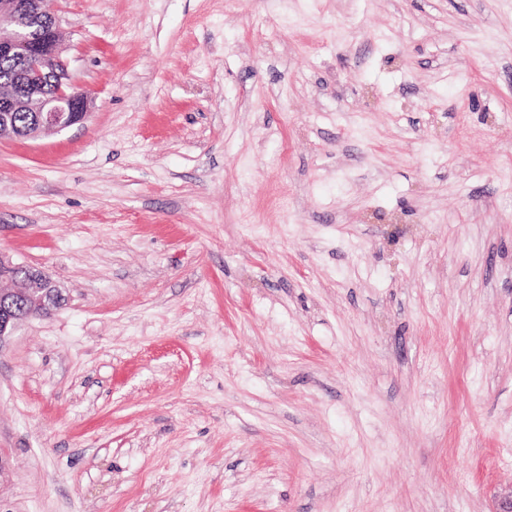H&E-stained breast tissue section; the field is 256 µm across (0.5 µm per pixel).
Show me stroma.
I'll list each match as a JSON object with an SVG mask.
<instances>
[{
  "label": "stroma",
  "instance_id": "stroma-1",
  "mask_svg": "<svg viewBox=\"0 0 512 512\" xmlns=\"http://www.w3.org/2000/svg\"><path fill=\"white\" fill-rule=\"evenodd\" d=\"M85 123L0 141V512H498L512 0H55ZM22 269L24 275L15 276ZM10 288L0 289V348L13 335L18 324L29 317L46 316L57 306L59 292L40 270L14 263L0 252V281ZM17 308H20L18 310Z\"/></svg>",
  "mask_w": 512,
  "mask_h": 512
}]
</instances>
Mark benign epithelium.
I'll use <instances>...</instances> for the list:
<instances>
[{
    "label": "benign epithelium",
    "mask_w": 512,
    "mask_h": 512,
    "mask_svg": "<svg viewBox=\"0 0 512 512\" xmlns=\"http://www.w3.org/2000/svg\"><path fill=\"white\" fill-rule=\"evenodd\" d=\"M24 17L36 21L30 35L18 25ZM1 58H16L21 66L14 82L0 87V139L37 138L87 119L91 96L70 79L54 0H0ZM14 112H32L35 122L21 130ZM2 280L9 287L0 289V348L22 320L49 314L59 301L45 274L0 252Z\"/></svg>",
    "instance_id": "1"
}]
</instances>
